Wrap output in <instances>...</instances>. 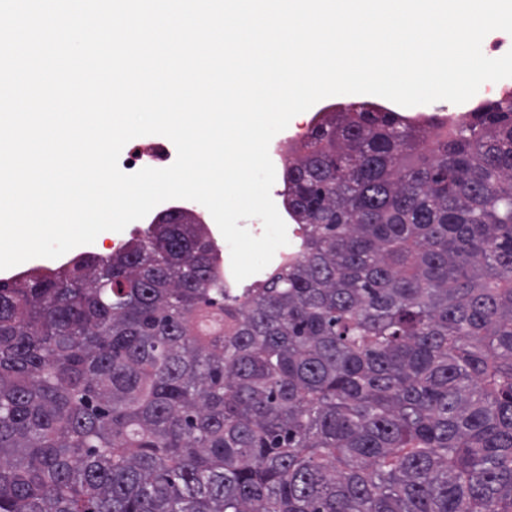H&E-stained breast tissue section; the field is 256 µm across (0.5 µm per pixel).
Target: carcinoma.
<instances>
[{
  "label": "carcinoma",
  "mask_w": 512,
  "mask_h": 512,
  "mask_svg": "<svg viewBox=\"0 0 512 512\" xmlns=\"http://www.w3.org/2000/svg\"><path fill=\"white\" fill-rule=\"evenodd\" d=\"M282 196L248 288L172 211L0 280V512H512V95L330 111ZM328 98H333L335 100H340L345 103H362V102H370V103H383L386 104L387 107H390L403 115H413V114H422L427 118L433 116L437 121L441 122V116L445 113L441 111L440 106H448V101H436L431 104L426 105H417L412 107H402L399 106L385 98L374 96V95H366V94H347V95H337L331 96ZM127 243H128V239H125V240L120 239L117 241H114V240L112 241V239H106L104 241L103 247H102V246H100L99 242L97 240H95L93 244L78 246L56 259L33 258V259H30L24 263H21V264L15 266V267H12L10 269L0 270V278H8V277H13V276L16 277V275L20 271L25 270V269H30V268L36 267V266H38L42 269H44L45 267L56 268V267H59L70 255H73V254L89 252V253H94V254H99V255L105 256L108 253H110L111 251H112V253H114V252L124 249L126 247ZM111 245H112V249H109V246H111Z\"/></svg>",
  "instance_id": "carcinoma-1"
}]
</instances>
